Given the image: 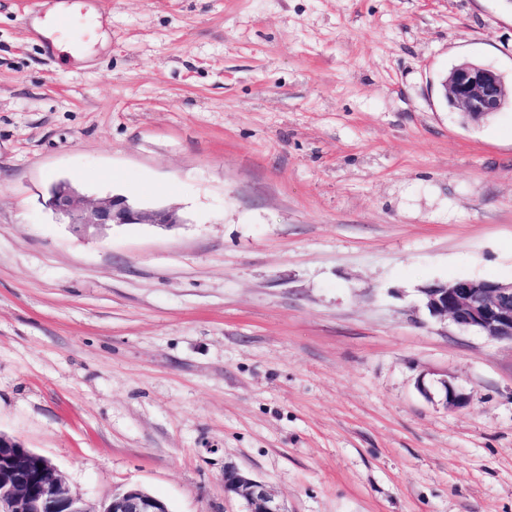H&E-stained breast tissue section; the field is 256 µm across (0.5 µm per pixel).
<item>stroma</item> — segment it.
Here are the masks:
<instances>
[{"instance_id":"35a3bbf8","label":"stroma","mask_w":512,"mask_h":512,"mask_svg":"<svg viewBox=\"0 0 512 512\" xmlns=\"http://www.w3.org/2000/svg\"><path fill=\"white\" fill-rule=\"evenodd\" d=\"M0 0V433L100 512H240L234 465L288 512H512V342L421 290L512 282L502 0H93L50 53ZM173 208L75 234L45 202ZM466 402L449 407L438 382ZM447 102L458 106L471 120L479 121L500 112L509 98L502 76L494 69L465 61L455 66L443 81ZM103 512H169L165 502L147 491L131 487L114 493Z\"/></svg>"}]
</instances>
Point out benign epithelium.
Returning a JSON list of instances; mask_svg holds the SVG:
<instances>
[{
  "mask_svg": "<svg viewBox=\"0 0 512 512\" xmlns=\"http://www.w3.org/2000/svg\"><path fill=\"white\" fill-rule=\"evenodd\" d=\"M447 102L479 121L502 110L512 89L494 69L465 61L443 81ZM46 206L75 231L88 233L112 224H177L175 211H145L123 196L85 203L67 185L56 187ZM430 314L462 329H473L492 339L512 341V283L461 279L421 290ZM445 403L464 404L465 397L440 380ZM224 491L245 504L244 512H287L263 483L235 466L224 469ZM0 512H94L82 496L72 492L49 459L0 434ZM104 512H169L165 502L131 487L112 495Z\"/></svg>",
  "mask_w": 512,
  "mask_h": 512,
  "instance_id": "1",
  "label": "benign epithelium"
}]
</instances>
